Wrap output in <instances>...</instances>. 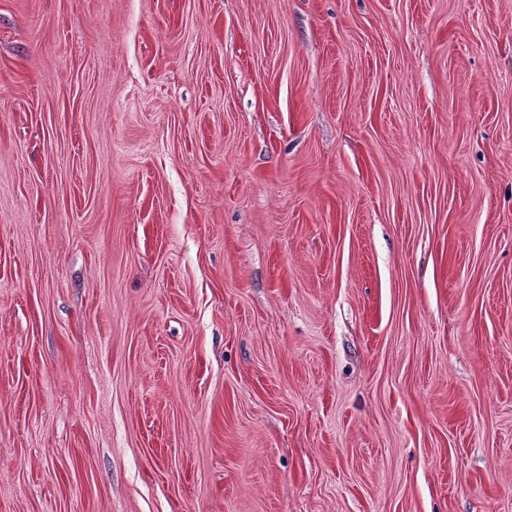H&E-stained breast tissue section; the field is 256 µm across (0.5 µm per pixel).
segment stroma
I'll list each match as a JSON object with an SVG mask.
<instances>
[{
    "instance_id": "obj_1",
    "label": "stroma",
    "mask_w": 512,
    "mask_h": 512,
    "mask_svg": "<svg viewBox=\"0 0 512 512\" xmlns=\"http://www.w3.org/2000/svg\"><path fill=\"white\" fill-rule=\"evenodd\" d=\"M0 512H512V0H0Z\"/></svg>"
}]
</instances>
